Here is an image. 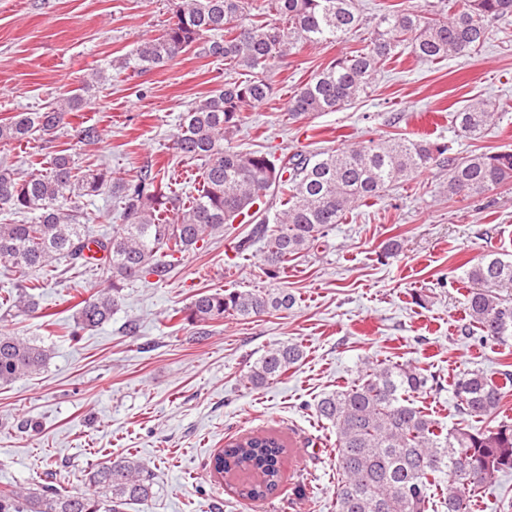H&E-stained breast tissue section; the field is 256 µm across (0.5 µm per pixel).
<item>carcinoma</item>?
<instances>
[{"label": "carcinoma", "mask_w": 512, "mask_h": 512, "mask_svg": "<svg viewBox=\"0 0 512 512\" xmlns=\"http://www.w3.org/2000/svg\"><path fill=\"white\" fill-rule=\"evenodd\" d=\"M249 0H173V16L163 32L136 42L122 68L134 73L162 67L187 50L224 61V84L184 113L174 149L204 160L202 185L183 197L160 174L135 178L108 167L82 169L69 154L31 161L21 175L0 166V210L30 219L0 224V263L24 277L33 268L56 269L65 262L85 266L84 251L94 243L106 254L103 271L109 287L83 301L74 330L98 327L112 318L124 285L146 276L163 281L176 256L224 235L226 224H251L267 196L280 199L275 225L260 222L253 234L263 240L267 273H280L289 259L328 235L359 202L382 196L388 188L438 163L448 167V197L478 196L512 181V152L447 157L448 147L423 139H391L351 144L315 155L296 153L281 160L262 151L243 153L224 146L250 108L268 100L273 85L268 69L300 43L336 42L356 31L362 19L353 0H261V14L277 21L244 24ZM512 15V0H464L448 18L424 16L413 8L387 9L375 21L369 42L331 61L290 101L289 116L335 112L364 93L380 65L404 42L426 61L468 56L488 39L487 21ZM82 105V96H62L42 111L17 112L0 121V144L55 136L65 114ZM494 104L481 101L454 112L458 136H479L492 119ZM112 188L123 224L111 236L94 237L81 223V199ZM472 284L466 310L483 336L502 344L512 339V297L497 292L512 287V260L494 254L466 272ZM11 306L31 312L36 296L23 285ZM288 293L204 291L183 309L184 320L208 323L242 320L271 310L289 309ZM304 355L296 343L266 351L246 382L263 388L288 374ZM50 350L0 332V383L38 373ZM417 368L379 364L360 380L324 395L320 417L336 427V512H428L432 489L440 487L447 512H467L468 499L500 473L512 471V422L464 426L443 432L439 424L404 399L427 388ZM512 373L497 381L467 370L454 382L464 413L496 420ZM287 449L273 435L230 441L214 458L221 477L242 474L232 484L244 501L273 494L282 481ZM94 491L65 494L49 484L29 492H1L0 512H123L126 505L152 496L148 470L139 459L122 455L90 473Z\"/></svg>", "instance_id": "obj_1"}]
</instances>
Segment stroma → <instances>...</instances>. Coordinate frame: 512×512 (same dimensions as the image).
<instances>
[{
    "instance_id": "1",
    "label": "stroma",
    "mask_w": 512,
    "mask_h": 512,
    "mask_svg": "<svg viewBox=\"0 0 512 512\" xmlns=\"http://www.w3.org/2000/svg\"><path fill=\"white\" fill-rule=\"evenodd\" d=\"M171 0H0V118L82 93V107L51 141L0 148V163L28 173L36 153L68 151L79 164L126 177L165 175L195 193L204 163L176 154L179 117L224 82V64L190 49L143 73L120 70L135 43L158 36ZM363 33L304 46L276 60L274 93L248 111L227 145L278 158L394 137L447 145L450 155L512 151V16L491 22L481 50L441 62L418 60L403 44L366 93L336 112L292 119L290 100ZM105 82L84 87L89 69ZM474 99L495 102L499 120L477 138H458L449 118ZM97 126L99 142L76 131ZM448 170L431 166L347 214L327 237L270 276L252 225L184 253L168 278L123 288L112 318L71 336L80 301L105 288L101 270L59 265L30 270L40 311L0 308V330L51 351L39 375L0 386V492L50 484L88 487L89 472L131 454L153 474L148 501L125 512H335L336 429L316 404L372 364H410L431 376L412 394L445 429L480 426L454 396L463 371H512V340L481 338L466 314L465 269L483 256L512 258V184L475 197H449ZM88 227L111 234L121 223L111 193L86 198ZM397 240V255L382 247ZM294 295L287 310L247 320L182 321L180 309L206 290ZM301 345L288 374L253 389L243 377L270 348ZM273 432L288 446L284 479L248 503L210 469L228 440Z\"/></svg>"
}]
</instances>
